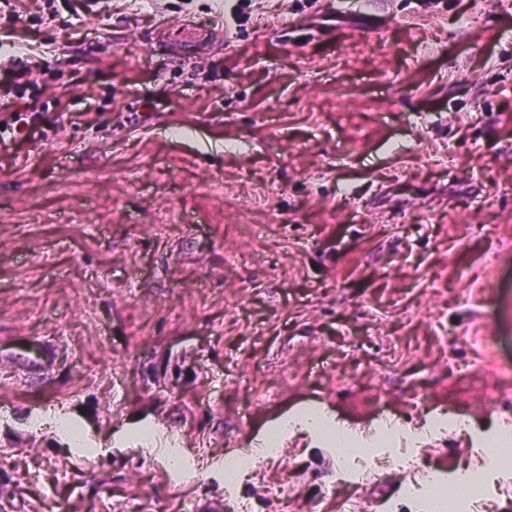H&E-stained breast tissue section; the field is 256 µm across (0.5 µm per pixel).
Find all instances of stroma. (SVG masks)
I'll return each instance as SVG.
<instances>
[{
  "label": "stroma",
  "instance_id": "obj_1",
  "mask_svg": "<svg viewBox=\"0 0 512 512\" xmlns=\"http://www.w3.org/2000/svg\"><path fill=\"white\" fill-rule=\"evenodd\" d=\"M112 3L0 8V103L19 69L44 108L0 136V351H59L0 362V512H408L400 471L349 507L335 443L266 447L310 407L467 418L419 453L478 470L512 420V0ZM51 406L86 446L31 429ZM4 359L31 371L39 370L43 375L52 371L56 362L55 353L38 339L28 340L19 349L1 353V360Z\"/></svg>",
  "mask_w": 512,
  "mask_h": 512
}]
</instances>
